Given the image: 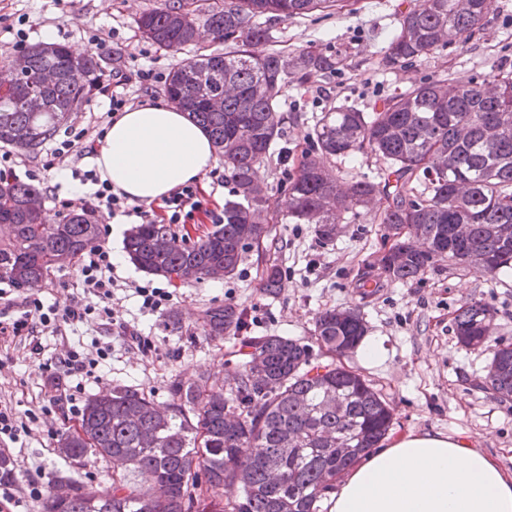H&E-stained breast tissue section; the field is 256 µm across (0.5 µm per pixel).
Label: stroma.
<instances>
[{
    "instance_id": "1",
    "label": "stroma",
    "mask_w": 512,
    "mask_h": 512,
    "mask_svg": "<svg viewBox=\"0 0 512 512\" xmlns=\"http://www.w3.org/2000/svg\"><path fill=\"white\" fill-rule=\"evenodd\" d=\"M164 0H0V45L14 42L12 29L19 19L32 28L28 44L42 42L44 32L56 42L95 54L103 73L133 66L134 56L157 71L169 73L182 53L159 48L143 38L137 20ZM419 0H356L338 10L314 12L293 19L269 21L264 48L288 55L316 49L340 56L336 75L312 74L305 81L289 77L280 112L287 158L272 155L261 169L267 188L264 208L272 217L264 252L248 251L230 278L206 279L173 285L138 269L125 249V236L138 224L136 215L123 217L101 233L99 245L111 251L115 264L112 311L152 341L149 352L109 340L96 317L63 326L60 332L39 335L40 354H32L24 337L0 336V408H10L27 427L18 441L0 439V456L9 460L11 478L0 481V512H44V503L31 499L28 484L37 481L49 493L59 477L93 487L99 494L112 490L124 472L95 455L70 466L60 455V435L74 429L79 416L51 404L43 392V363L59 361L69 349L96 358L97 345L111 341L112 353L98 360L90 375L72 378L76 406L118 385L143 391L158 406L172 401L175 382H190L200 372L222 382L239 362L235 352L249 336L279 335L311 345L314 358L326 359L315 347L314 323L323 311L338 307L359 309L367 336L383 350L379 364H365L358 350L345 354L342 364L362 375L388 403L393 422L390 437L408 432H461L478 447L512 469V400L499 399L483 382L492 357L490 350L461 347L453 332V318L467 302H479L495 313L493 340L512 343V269L490 276L471 268L442 262L417 279L396 282L378 267L389 247L378 216L365 209L344 212L333 241L319 240L314 225L282 220L285 196L280 190L285 171L296 168L312 145L314 125L324 112L346 102L360 107L383 103L409 90L425 77L458 81L484 79L512 71V0H493L487 23L466 46L449 45L424 61L387 70L379 61L401 13L418 7ZM111 36L109 46L91 44V35ZM16 174L26 181L39 172V189L57 188L82 212V193L73 169H92L91 156H69L54 169L40 172L41 155L14 149ZM277 266L282 285L274 295L260 291L265 266ZM139 286L169 291L159 311L143 309ZM44 304L82 297L76 264L54 270L41 287L19 291L0 281V320L20 316L26 296ZM233 303L244 309L246 325L240 334L223 338L203 336L208 308Z\"/></svg>"
}]
</instances>
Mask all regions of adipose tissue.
<instances>
[{
    "mask_svg": "<svg viewBox=\"0 0 512 512\" xmlns=\"http://www.w3.org/2000/svg\"><path fill=\"white\" fill-rule=\"evenodd\" d=\"M94 164L129 201L162 203L217 158L187 113L145 103L114 119ZM329 512H512V470L456 432H410L372 449L337 480Z\"/></svg>",
    "mask_w": 512,
    "mask_h": 512,
    "instance_id": "ef3b65f1",
    "label": "adipose tissue"
}]
</instances>
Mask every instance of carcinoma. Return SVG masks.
<instances>
[{"label": "carcinoma", "mask_w": 512, "mask_h": 512, "mask_svg": "<svg viewBox=\"0 0 512 512\" xmlns=\"http://www.w3.org/2000/svg\"><path fill=\"white\" fill-rule=\"evenodd\" d=\"M351 0H222L207 22L213 40L225 45L195 54L171 70L164 93L204 128L224 161V175L236 199L224 203V223L195 240L178 238L169 224H136L125 248L141 270L187 283L224 266L235 274L247 250L269 236L263 213L266 187L262 164L282 139L278 116L288 70L336 74L340 59L303 49L288 57L257 53L269 40L257 18L290 19ZM194 0L144 12L137 23L159 47L180 52L195 42ZM491 0H422L400 15L380 64L401 69L438 48L465 44L483 30ZM27 75L0 93V142L29 152L50 139L59 124L86 100L100 77L94 55L76 57L58 43L27 48ZM84 74L78 86L74 71ZM37 95L40 109L28 107ZM220 97L214 108L210 100ZM370 150L385 164L380 181L351 180L341 191L327 165L332 158ZM283 218L313 224L318 238L331 241L338 215L358 206H378L381 223L393 232L392 246L379 263L399 281L414 280L440 262L471 266L494 275L512 268V74L460 83L428 79L366 112L341 104L324 113L313 131V149L302 156L283 185ZM36 187L0 179V280L18 290L44 280L54 257L76 261L100 236L92 214L51 222ZM281 271L266 269L261 291L277 292ZM494 311L466 303L454 318V333L467 348L492 335ZM245 313L227 303L205 312L203 333H238ZM314 333L331 354L356 347L366 333L359 311L333 308L320 313ZM243 361L229 388L209 385L202 372L178 383L168 411L158 413L143 393L116 386L91 396L78 428L62 435L60 450L76 462L94 453L126 463L148 476L149 485L121 479L102 497L67 484L68 496L50 492L46 512H191L196 491L206 485L219 495L226 482L239 495L216 503L213 512H323L332 487L328 476L345 470L377 447L390 429L387 404L360 375L331 359L313 361L309 345L285 336L250 337L240 348ZM264 374L271 386L261 387ZM484 388L512 398V343L496 345ZM239 411L224 418L225 408Z\"/></svg>", "instance_id": "carcinoma-1"}]
</instances>
